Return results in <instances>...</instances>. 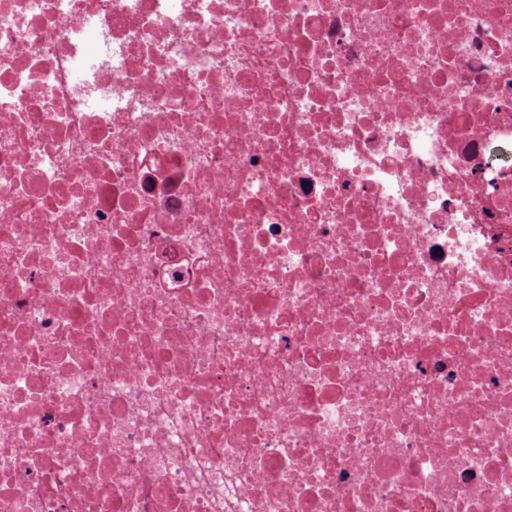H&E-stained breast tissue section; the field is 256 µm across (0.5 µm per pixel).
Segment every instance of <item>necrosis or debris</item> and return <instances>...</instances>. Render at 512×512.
Returning <instances> with one entry per match:
<instances>
[{"mask_svg": "<svg viewBox=\"0 0 512 512\" xmlns=\"http://www.w3.org/2000/svg\"><path fill=\"white\" fill-rule=\"evenodd\" d=\"M0 512H512V0H0Z\"/></svg>", "mask_w": 512, "mask_h": 512, "instance_id": "obj_1", "label": "necrosis or debris"}]
</instances>
